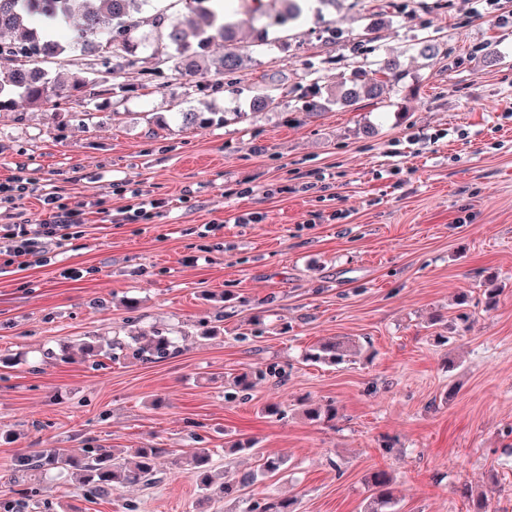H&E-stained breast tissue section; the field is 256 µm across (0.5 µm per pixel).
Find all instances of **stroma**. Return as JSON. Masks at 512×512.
I'll return each mask as SVG.
<instances>
[{
    "mask_svg": "<svg viewBox=\"0 0 512 512\" xmlns=\"http://www.w3.org/2000/svg\"><path fill=\"white\" fill-rule=\"evenodd\" d=\"M268 31L230 85L216 40L187 74L138 52L106 106L0 112V182L49 181L89 210L44 263L0 262V473L42 448L151 444L159 482L95 499L42 474L27 481L34 512H255L278 496L297 512H364L377 469L399 512H473L465 487L512 512V0H336ZM391 58L403 74L385 97H331ZM272 82L279 107L254 112ZM210 110L228 121L181 126ZM136 188L167 207L113 223ZM246 212L260 223H236ZM490 275L503 287L491 307ZM461 292L471 318L437 343ZM156 331L175 348L153 362L44 356ZM334 336L360 343L356 362L306 359ZM329 400L333 421L297 411ZM196 448L213 449L219 480L254 483L204 496L176 462ZM267 455L281 473L260 476Z\"/></svg>",
    "mask_w": 512,
    "mask_h": 512,
    "instance_id": "35a3bbf8",
    "label": "stroma"
}]
</instances>
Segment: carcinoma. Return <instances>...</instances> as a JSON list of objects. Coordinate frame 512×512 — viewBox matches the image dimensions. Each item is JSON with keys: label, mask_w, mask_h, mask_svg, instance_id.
<instances>
[{"label": "carcinoma", "mask_w": 512, "mask_h": 512, "mask_svg": "<svg viewBox=\"0 0 512 512\" xmlns=\"http://www.w3.org/2000/svg\"><path fill=\"white\" fill-rule=\"evenodd\" d=\"M212 0H187V12L158 30V39L166 49V61L176 71L191 66L189 52L207 40L220 38L224 42V75L236 73L243 58L237 49V23L234 15L220 13L208 7ZM148 0H0V112L8 111L14 97L26 102L44 105L56 100L80 98L97 102L109 101L121 86L112 82L114 76L135 56L147 36L139 32L135 13ZM79 25L70 37L57 40L54 35L39 32L38 21L60 25L71 19ZM104 46L109 54V66L102 76L95 63L86 64L85 71L67 83L51 79L45 65L53 59L79 52L90 54ZM400 64L385 63L382 70H359L351 85L339 95V101L351 104L362 97L379 99L385 93L389 80L401 76ZM173 348L172 338L157 335L150 347L139 350L147 361L163 359ZM356 342L348 337H333L320 341L310 357L331 366L350 361ZM338 409L333 401L324 404H302L303 417L312 422L331 421ZM163 448L151 445L134 449V461L124 462L109 448H86L79 456L65 448H46L18 455L7 474V484L20 486L25 478L49 470L67 473L92 497L108 496L116 484H151L159 471ZM213 452L197 448L180 458V466L207 495L231 497L249 486L254 475L242 478L239 485H215ZM392 475L377 469L367 480L369 496L365 512H395L396 501L392 490Z\"/></svg>", "instance_id": "cac0c4a2"}]
</instances>
